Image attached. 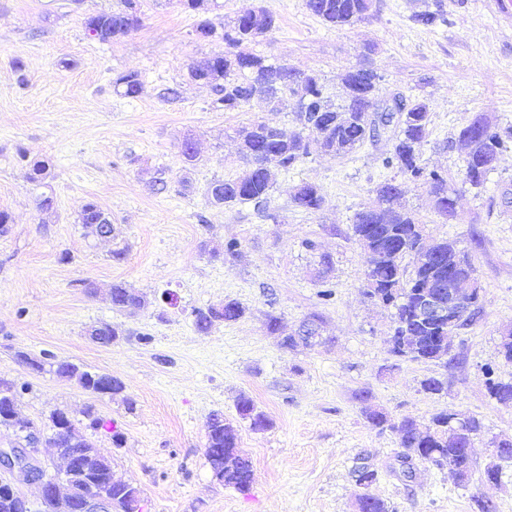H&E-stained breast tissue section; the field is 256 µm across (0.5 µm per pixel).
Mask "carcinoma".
Listing matches in <instances>:
<instances>
[{"label":"carcinoma","mask_w":512,"mask_h":512,"mask_svg":"<svg viewBox=\"0 0 512 512\" xmlns=\"http://www.w3.org/2000/svg\"><path fill=\"white\" fill-rule=\"evenodd\" d=\"M307 6L327 25L343 27L371 15L374 0H307ZM138 12V0H120V8L87 17L85 28L95 32L99 41L110 42L132 31L131 23H140ZM258 26L270 31L276 27V22L273 16L263 10H249L237 15L231 24L224 27V53L204 58L191 70L193 79L212 87V108L236 112L245 107L255 95L263 94L271 108L278 110L288 103V97H297V89L290 81L289 68L268 63L249 50L248 45L253 42L251 29ZM378 79L379 76L369 70L347 71L342 78L343 103L336 106L325 96L319 77L311 74L307 81L306 97H297L296 119L315 135L324 152L336 155L351 153L374 139V131L362 112L377 99ZM115 87L120 89L122 96L134 98L142 92L143 83L138 75L128 74L116 79ZM407 103V111L402 113L395 127L393 150L383 159V165L396 168L411 179L422 182L431 195L442 196L443 207L436 208V211L446 217L453 199L448 180L439 172L429 171L421 164V148L429 135L430 103L425 99L411 98L407 99ZM234 133L238 140L239 157L250 167L251 176L212 182L208 189L210 199L212 203L225 207L247 202L263 207L273 185V175L264 166L267 155H276L279 165L289 167L308 154V143L281 129L273 132L260 121L236 129ZM509 136L512 137V127L499 130L483 117L476 118L475 122L458 131L453 144L460 150L470 148L475 153L476 161L466 168L470 185H484L488 173L494 170L498 162L494 147L503 146V138ZM19 158L27 163L29 181L36 186L44 184L49 160H30L24 152L19 153ZM376 193V202L358 210L352 225L354 236L361 246L380 257V261L364 271L372 284L367 295L373 297L379 294L383 304L395 309L397 335L418 338L419 347L414 352L405 353L395 348L392 352L415 360H432L438 342L448 340V334L469 325L474 316L467 317L451 328L423 323L415 314L417 289L431 280L437 284L448 279L446 262L450 256L457 259L456 275L471 281V288L477 296L480 295V288L474 281L468 258L457 253L454 243L448 240L434 241L428 245L424 243L423 228L398 204L401 196L398 186L386 182L377 188ZM292 202L305 210L315 211L321 207L322 196L316 186L303 183L295 188ZM78 221L86 227L95 228L97 232H114L112 217L94 201L81 206ZM425 247L435 252V259L445 262V265L415 260L409 272L405 266L388 259L391 253L401 249L417 254ZM111 297L112 306L120 311L135 312L146 306L142 294L121 284L112 285ZM244 313V307L235 300H228L219 308H196L193 310L194 328L206 334L215 322H234L243 317ZM89 335L93 341L108 346L116 340L119 332L111 324L103 322L91 327ZM17 361L37 373L49 368L61 377L76 380L83 389L93 394L114 396L125 390L119 379L104 373L82 370L67 361L37 360L23 351L17 352ZM489 392L499 403L512 404V382L493 381ZM237 412L250 421V427L255 431L265 430L270 425L266 415L257 411L248 397L238 398ZM451 416V412H440L428 426H422L411 419L402 420L398 428L400 443L405 448L402 459L408 466L417 459L428 463H449L457 481L466 483L471 477L472 467L471 452L466 448V442L481 432V423L474 417H468L462 431L452 433L448 429ZM18 430L23 433L22 441L29 447L44 440L71 456L92 447V443L75 428L61 433L52 425L46 437L29 422L18 425ZM496 447L501 449V453L491 458L486 471L498 478L503 465L512 462V440L500 439ZM206 456L213 473L224 477L225 485L241 489L251 483V460L238 448L237 433L224 420V413L220 411L212 413L208 421ZM92 466L93 471L87 474L75 471L61 477V481L65 482L67 498H81L89 481L94 479L108 492L109 512H140V490L130 483L114 482L112 464L107 458L96 456ZM356 478L362 494L361 512H388L384 501L371 491L377 480V472L367 466H360L356 469ZM0 512H60V503L53 498L51 492L41 496L36 504L17 492L9 499L0 498Z\"/></svg>","instance_id":"obj_1"}]
</instances>
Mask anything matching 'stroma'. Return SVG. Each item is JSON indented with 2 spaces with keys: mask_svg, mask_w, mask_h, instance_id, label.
<instances>
[{
  "mask_svg": "<svg viewBox=\"0 0 512 512\" xmlns=\"http://www.w3.org/2000/svg\"><path fill=\"white\" fill-rule=\"evenodd\" d=\"M139 2L141 25L101 42L88 36L85 19L119 0H0V211L11 216L0 237V380L22 387L20 416L40 425L54 410L67 412L115 477L141 489L142 512H354L353 470L363 463L377 470L373 491L389 512H478L486 498L496 512H512V464L498 484L483 480L489 441L512 439V405L488 391L489 381H512V362L499 352L503 329L512 327V205L501 199L512 186V139L480 188L467 183L459 152L448 146L480 115L512 126V0H376L371 17L338 28L307 0H208L199 11L179 0ZM257 8L276 27L252 52L318 74L327 96L339 94L346 71L370 67L380 76L379 98L429 101L421 160L447 176L453 216L440 217L425 186L383 166L391 131L342 156L311 144L293 166L274 167L264 207L211 204V182L245 172L234 129L263 121L301 131L289 108L272 112L254 101L239 112L213 110L211 89L190 78L196 63L224 49L221 39L201 37L198 23L207 18L220 29ZM425 10L442 13L444 23L417 25L414 15ZM130 73L143 81L134 99L114 88ZM187 139L198 151L191 164L181 153ZM21 150L51 160L50 209L36 205ZM387 181L400 185L403 207L432 238L468 253L481 286L480 311L458 331L452 363L394 356L393 310L363 293L353 217ZM303 182L318 187L320 210L293 204ZM88 200L111 215L116 239L98 240L79 224ZM230 239L239 243L234 258L222 253ZM118 247L126 250L120 262L110 256ZM323 254L332 262L324 275ZM116 283L143 293L146 306L134 315L114 308ZM232 299L245 307L243 318L195 331L194 309ZM270 314L286 335L321 319L332 341L284 350L265 329ZM100 322L120 329L112 345L88 336ZM19 350L111 375L125 391L98 396L34 373L17 362ZM429 378L443 382L442 393L424 390ZM242 395L269 418L267 430L252 431L238 415ZM89 407L123 432V447L89 428ZM371 409L394 422L426 424L441 411L478 418L469 482L418 460L407 480L398 436L373 427ZM215 410L252 462L247 488L212 473L206 439Z\"/></svg>",
  "mask_w": 512,
  "mask_h": 512,
  "instance_id": "1",
  "label": "stroma"
}]
</instances>
